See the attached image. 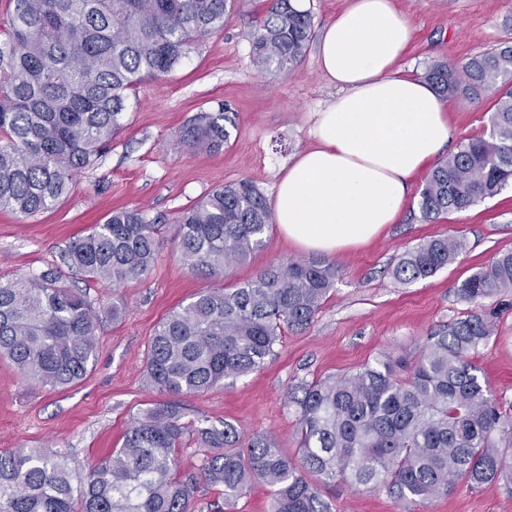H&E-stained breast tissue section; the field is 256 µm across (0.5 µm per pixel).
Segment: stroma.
I'll list each match as a JSON object with an SVG mask.
<instances>
[{
    "label": "stroma",
    "mask_w": 512,
    "mask_h": 512,
    "mask_svg": "<svg viewBox=\"0 0 512 512\" xmlns=\"http://www.w3.org/2000/svg\"><path fill=\"white\" fill-rule=\"evenodd\" d=\"M395 2L412 29L399 62L403 75L419 77L435 62L461 61L512 43V0ZM265 5L266 0H236L221 32L204 38L169 75L141 84L128 102L124 130L93 166L75 176L70 193L55 208L30 218L0 211V280L50 269L62 283L86 290L98 307L110 306L116 294L126 305L120 321L100 330L93 368L69 388L35 385L0 359V452L59 448L72 464L87 468L120 447L131 416L158 397L144 376L157 323L218 283L181 263L175 217L212 188L239 180L272 196L281 171L311 146L313 114L337 90L321 74L315 48H308L290 72L254 62L251 34ZM225 107L235 126L223 151L193 153L177 145L178 131L197 113ZM447 107L456 140L483 135L489 126V100L452 98ZM426 178L422 172L411 179L396 223L368 244L334 257L339 279L313 322L302 331H285L260 371L183 396L188 420H226L246 435H274L284 453L297 457L296 418L284 401L289 385L352 373L388 355L414 354L427 336L469 310L457 295L458 282L512 251V187L426 223L417 207ZM132 207L143 209L160 227L161 247L148 277L118 289L83 280L64 260L71 242L112 211ZM441 236L466 245L452 264L408 284L394 279L392 269L404 250ZM302 256L275 227L265 247L230 267L220 283L240 284L270 262ZM479 307L490 313L493 334L473 361L492 395L512 404V292L489 296ZM205 454L189 437L178 450V475L194 486L195 512H267L270 490L260 482L225 501L203 477ZM319 488L331 512H512V496L505 491H475L463 482L423 506L341 480Z\"/></svg>",
    "instance_id": "35a3bbf8"
}]
</instances>
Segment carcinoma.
<instances>
[{"instance_id":"carcinoma-1","label":"carcinoma","mask_w":512,"mask_h":512,"mask_svg":"<svg viewBox=\"0 0 512 512\" xmlns=\"http://www.w3.org/2000/svg\"><path fill=\"white\" fill-rule=\"evenodd\" d=\"M0 33V210L32 217L66 197L125 127L130 95L173 72L205 37L224 29L234 0H12ZM254 61L290 71L313 37L310 12L268 0L256 20ZM423 79L445 98L492 99L487 134L437 161L419 193L433 223L499 195L512 182V45L461 62H436ZM228 110L204 112L179 131L191 152H218ZM176 249L192 273L219 279L265 245L273 225L249 181L210 191L182 212ZM158 226L138 208L115 211L74 240L68 264L119 288L146 277ZM464 249L439 237L405 250L392 270L425 279ZM339 277L324 258L277 261L233 288H210L158 323L146 356L149 385L166 396L133 415L122 447L82 473L51 448L0 453V512H192V487L177 478L187 435L209 451L205 479L224 499L253 482L271 489L269 512H330L317 485L340 476L401 502L429 501L463 481L512 494V420L486 389L471 354L493 332L473 310L427 337L418 354L388 356L354 373L288 387L299 460L270 434L244 436L224 421L186 422L178 396L207 392L263 368L284 330L306 328ZM512 291V251L457 284L475 303ZM99 309L51 270L0 282V357L52 389L81 381L98 347Z\"/></svg>"}]
</instances>
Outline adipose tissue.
Instances as JSON below:
<instances>
[{
	"mask_svg": "<svg viewBox=\"0 0 512 512\" xmlns=\"http://www.w3.org/2000/svg\"><path fill=\"white\" fill-rule=\"evenodd\" d=\"M411 27L395 0H347L327 24L318 64L339 91L316 114L315 144L280 178L272 216L304 252L335 256L394 223L408 184L453 131L444 100L396 68Z\"/></svg>",
	"mask_w": 512,
	"mask_h": 512,
	"instance_id": "1",
	"label": "adipose tissue"
}]
</instances>
